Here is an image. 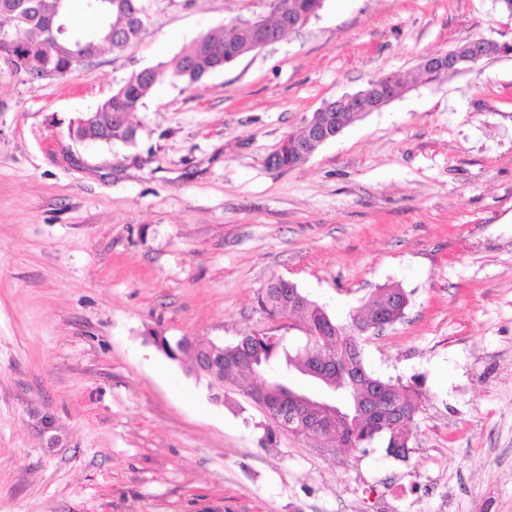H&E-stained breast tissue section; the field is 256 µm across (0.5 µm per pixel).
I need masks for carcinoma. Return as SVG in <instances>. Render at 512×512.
Returning <instances> with one entry per match:
<instances>
[{"mask_svg": "<svg viewBox=\"0 0 512 512\" xmlns=\"http://www.w3.org/2000/svg\"><path fill=\"white\" fill-rule=\"evenodd\" d=\"M266 13L250 18H237L216 30L209 31L176 54L164 67L175 79L191 87L206 75L224 68L238 59L262 49L265 39L283 33L286 17L313 18L324 7L325 0H264ZM87 8L99 19L95 37L89 39L69 28L56 37L44 25L45 14L57 12V23L67 25V0H0V17L9 27L0 26V59L22 70L31 77L46 79L69 72L77 59L93 54L96 43L107 44L114 50H122L139 38L145 19L143 0H87ZM158 78V71L148 67L136 71L96 110L77 119L71 130L78 138L106 143L121 142L133 144L137 128L132 121L144 100L152 93ZM291 145L280 147L271 154L274 167L291 169L304 163L310 157L311 148L307 141L288 137ZM295 284L284 278L270 281L259 297L260 306L269 314H292L308 328V335H321L325 323L318 309L319 303L307 299V303L288 304V289ZM403 294L399 288H380L367 300L364 312L350 317L345 325L336 328L345 335L336 337L335 357L341 370L332 376L336 394H347L351 398L350 408H355L361 398L370 392L366 377L349 379L342 369L354 359L364 364L363 354L354 353L353 335L357 323L368 322L374 311L388 307L391 299ZM213 343L203 341H180L177 349L191 353L193 363L200 361L203 352ZM260 356L268 364L266 372L258 374L251 366V358ZM308 353H291L283 338L258 333H246L235 342L224 346V369L210 375L219 383L248 382L247 396L263 405L272 423H278L279 408L287 400L288 383L284 373L296 370L305 364ZM385 387V394L403 400L413 409H418L412 391L401 382L379 379ZM371 423L361 417L356 427L341 425L330 434L334 448H365L372 440L365 438V431Z\"/></svg>", "mask_w": 512, "mask_h": 512, "instance_id": "1", "label": "carcinoma"}]
</instances>
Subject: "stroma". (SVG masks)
I'll use <instances>...</instances> for the list:
<instances>
[{
	"instance_id": "35a3bbf8",
	"label": "stroma",
	"mask_w": 512,
	"mask_h": 512,
	"mask_svg": "<svg viewBox=\"0 0 512 512\" xmlns=\"http://www.w3.org/2000/svg\"><path fill=\"white\" fill-rule=\"evenodd\" d=\"M146 27L54 79L0 63V512H512V55L427 84L422 59L512 42L497 0H325L205 77L162 74L136 142L72 121L263 0H144ZM404 92L301 166L270 168L325 102ZM282 277L339 323L408 297L363 346L410 385L408 450H328L156 337L304 348L258 302Z\"/></svg>"
}]
</instances>
